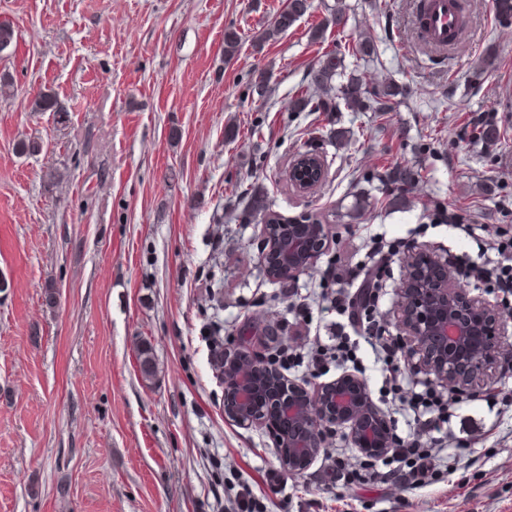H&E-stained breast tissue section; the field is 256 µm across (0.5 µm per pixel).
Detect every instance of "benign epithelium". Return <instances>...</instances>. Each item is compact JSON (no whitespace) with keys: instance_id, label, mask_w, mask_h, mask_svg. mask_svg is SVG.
<instances>
[{"instance_id":"7a95c632","label":"benign epithelium","mask_w":512,"mask_h":512,"mask_svg":"<svg viewBox=\"0 0 512 512\" xmlns=\"http://www.w3.org/2000/svg\"><path fill=\"white\" fill-rule=\"evenodd\" d=\"M288 253H283L272 225H262L265 249L262 262L268 278L280 281L296 278L309 269L326 247L328 233L311 234L309 224H293ZM409 276L405 280L396 312V323L410 338L406 358L412 367L456 394L467 390L469 382L485 367L497 347L496 336L506 322L489 313L478 300L463 298L451 286V274L437 284L417 280L424 265H446L425 249L412 250L405 259ZM273 366L257 352L236 350L224 353V381L235 394L224 412L248 426L268 423L280 414L288 420V431L277 437L279 461L291 476L305 473L323 447L318 430L327 425L348 429L353 445L367 454L373 448L388 449L392 435L363 380L344 374L310 395L294 383L283 384L277 403L261 405L254 398V377L271 372Z\"/></svg>"}]
</instances>
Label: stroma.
Wrapping results in <instances>:
<instances>
[{"mask_svg":"<svg viewBox=\"0 0 512 512\" xmlns=\"http://www.w3.org/2000/svg\"><path fill=\"white\" fill-rule=\"evenodd\" d=\"M415 2L309 0L259 46L284 0H0L15 29L0 53L14 85L0 96V512H223L243 493L254 512H512V332L423 439L465 449L470 465L413 490L349 480L365 458L336 427L304 476L285 475L269 427L225 416L210 365L211 321L231 349L258 322L288 356L285 380L310 392L336 380L307 367L336 342L320 275L354 268L377 237L433 250L455 288L512 317V296L466 273L487 258L481 239L512 232V25L496 0H473L467 41L439 56L415 34ZM340 9L342 27L329 22ZM230 27L242 45L228 60ZM362 37L374 65L351 51ZM334 50L347 70L402 86L396 111H289ZM42 95L57 111L36 110ZM481 120L487 145L471 138ZM306 151L332 165L302 193L288 167ZM396 163L419 174L405 196L376 178ZM254 184L282 217L329 228L295 281L264 270L260 226L238 201ZM437 205L472 233L429 223Z\"/></svg>","mask_w":512,"mask_h":512,"instance_id":"35a3bbf8","label":"stroma"}]
</instances>
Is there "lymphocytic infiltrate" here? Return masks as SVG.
I'll return each mask as SVG.
<instances>
[{"mask_svg":"<svg viewBox=\"0 0 512 512\" xmlns=\"http://www.w3.org/2000/svg\"><path fill=\"white\" fill-rule=\"evenodd\" d=\"M488 251L494 252L496 261L472 267L473 277L494 282L503 292L512 294V235L497 233L485 243ZM399 249L398 243H374L368 252L367 262L358 263L352 272L353 287H338L337 270H328L321 279L323 288H334L329 300L330 310L342 316L343 321L336 326V343L331 349H319L312 355L310 364L313 370H323L328 361H335L343 367L356 361L359 343H366L378 362L386 385L391 392L402 389L401 375L396 360L402 352L400 338L393 336L378 315L380 303V281L393 253ZM401 410L412 417L413 436L407 440H394L389 450L393 462L392 470L382 473L383 481L393 482L403 489H416L425 486L446 462L444 449L422 447L420 439L430 432L439 430L447 421L446 404L442 395L421 391L400 401Z\"/></svg>","mask_w":512,"mask_h":512,"instance_id":"1","label":"lymphocytic infiltrate"}]
</instances>
